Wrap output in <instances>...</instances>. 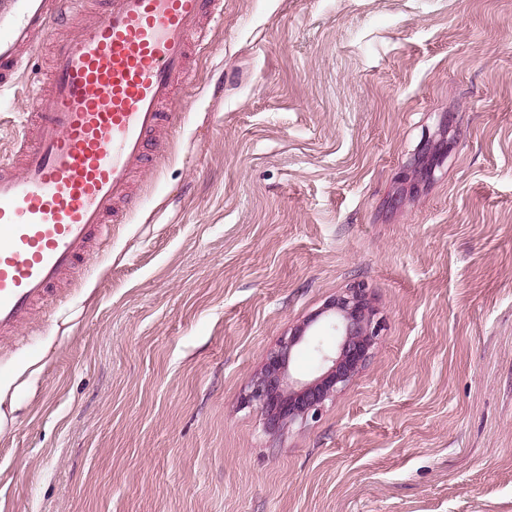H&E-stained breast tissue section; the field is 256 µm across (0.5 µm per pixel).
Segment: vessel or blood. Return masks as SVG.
Wrapping results in <instances>:
<instances>
[{
    "label": "vessel or blood",
    "instance_id": "obj_1",
    "mask_svg": "<svg viewBox=\"0 0 512 512\" xmlns=\"http://www.w3.org/2000/svg\"><path fill=\"white\" fill-rule=\"evenodd\" d=\"M89 5V26L57 36ZM223 20V0H0V90L19 84L42 42L52 45L48 79L0 157L1 344L110 243L139 199L137 174L168 152L192 47Z\"/></svg>",
    "mask_w": 512,
    "mask_h": 512
}]
</instances>
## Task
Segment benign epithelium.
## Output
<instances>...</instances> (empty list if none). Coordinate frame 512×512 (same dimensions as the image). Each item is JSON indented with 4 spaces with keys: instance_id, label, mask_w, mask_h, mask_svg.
Here are the masks:
<instances>
[{
    "instance_id": "1",
    "label": "benign epithelium",
    "mask_w": 512,
    "mask_h": 512,
    "mask_svg": "<svg viewBox=\"0 0 512 512\" xmlns=\"http://www.w3.org/2000/svg\"><path fill=\"white\" fill-rule=\"evenodd\" d=\"M362 288H350L293 334L282 338L262 370L249 384L245 401L264 414L266 428L278 431L297 420L318 415L326 400L366 364L381 321ZM336 337L333 348L322 332ZM304 343L318 356L320 374L311 381L285 379L295 347Z\"/></svg>"
}]
</instances>
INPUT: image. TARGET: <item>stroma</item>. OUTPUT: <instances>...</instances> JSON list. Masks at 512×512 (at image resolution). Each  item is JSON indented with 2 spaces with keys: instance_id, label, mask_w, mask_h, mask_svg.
<instances>
[{
  "instance_id": "stroma-1",
  "label": "stroma",
  "mask_w": 512,
  "mask_h": 512,
  "mask_svg": "<svg viewBox=\"0 0 512 512\" xmlns=\"http://www.w3.org/2000/svg\"><path fill=\"white\" fill-rule=\"evenodd\" d=\"M206 44L139 207L0 345L55 339L0 512H512V0H224ZM426 130L449 151L414 186ZM356 286L369 361L269 432L247 385Z\"/></svg>"
}]
</instances>
